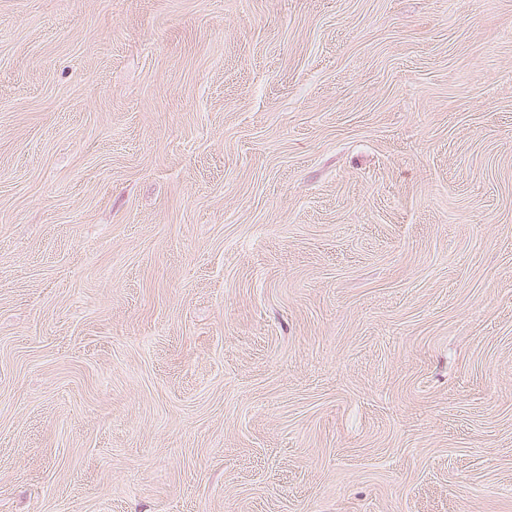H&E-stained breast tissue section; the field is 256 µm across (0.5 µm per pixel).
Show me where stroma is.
<instances>
[{
	"mask_svg": "<svg viewBox=\"0 0 512 512\" xmlns=\"http://www.w3.org/2000/svg\"><path fill=\"white\" fill-rule=\"evenodd\" d=\"M0 512H512V0H0Z\"/></svg>",
	"mask_w": 512,
	"mask_h": 512,
	"instance_id": "obj_1",
	"label": "stroma"
}]
</instances>
